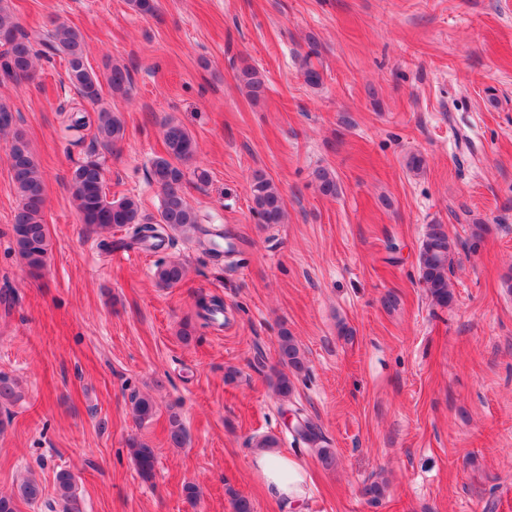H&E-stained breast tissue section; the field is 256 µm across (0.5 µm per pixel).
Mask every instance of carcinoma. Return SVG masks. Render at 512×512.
<instances>
[{
    "mask_svg": "<svg viewBox=\"0 0 512 512\" xmlns=\"http://www.w3.org/2000/svg\"><path fill=\"white\" fill-rule=\"evenodd\" d=\"M0 0V71L16 80L30 79L34 73V60L38 57L50 59L58 56L66 63L70 84L77 91L80 101L61 108L68 111L66 129L92 132L94 141L109 150L123 138L124 127L110 105L101 97L102 83L112 89V96H128L132 77L125 67L112 66L101 76L88 66L84 38L81 32L65 24H55L52 28L35 34L21 30L18 22ZM40 50H35V45ZM304 82L311 87L321 85L323 77L318 67L306 54L302 66ZM240 81L249 96L260 98L265 90V82L260 73L252 68L242 71ZM0 134L11 136L10 160L12 181L20 205L12 226L17 253L25 262L27 273L39 278L47 264L49 241L42 221L45 204L44 185L38 165L24 134L14 128V115L11 109L0 104ZM166 155L156 158L151 168V178L161 192L159 219L148 222L142 218L139 202L124 196L110 199L104 189L103 171L96 161H87L75 167L71 175V193L80 220L86 227L97 233H108L114 228L126 229L127 235L117 241H101L110 248L127 247L141 243L153 249L163 246L164 234L181 233L201 247L210 250L217 245L216 238L224 235L217 229L210 231L201 225L198 212L188 202L184 183L186 173L194 158L196 144L189 131L179 123L169 121L164 129ZM319 190L325 195L338 192L335 177L325 168L314 172ZM252 209L263 224H280L286 216V203L275 184L258 174L250 186ZM456 245L448 237L441 224H432L420 246L418 255L420 280L428 289L434 304L447 307L453 301L450 273ZM187 274L185 265L176 260H161L156 265L154 277L163 287L171 288L181 283ZM197 317L204 324L214 323L224 312L219 299L198 305ZM278 361L282 370L277 372L275 388L279 396L286 398L293 390V377L307 370L304 352L293 336L283 331L278 340ZM21 398L17 383L0 375V402L13 403ZM156 404L146 395L130 396V414L133 421L141 424L154 416ZM295 440L316 449L317 460L325 469L336 466V456L324 446L326 439L320 427L309 417H299L295 428ZM169 441L172 446L181 448L186 442V431L180 414H169ZM129 447L139 476L149 481L154 476L155 453L148 444L135 438L130 439ZM55 493L66 503L71 512H79V496L74 476L67 470L55 475ZM42 496L41 485L33 478H25L17 488V497L34 503Z\"/></svg>",
    "mask_w": 512,
    "mask_h": 512,
    "instance_id": "obj_1",
    "label": "carcinoma"
}]
</instances>
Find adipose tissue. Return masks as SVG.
Segmentation results:
<instances>
[{
	"label": "adipose tissue",
	"instance_id": "1",
	"mask_svg": "<svg viewBox=\"0 0 512 512\" xmlns=\"http://www.w3.org/2000/svg\"><path fill=\"white\" fill-rule=\"evenodd\" d=\"M251 467L273 497L297 510L302 508L308 494L307 474L301 464L277 451L264 449L253 454Z\"/></svg>",
	"mask_w": 512,
	"mask_h": 512
}]
</instances>
